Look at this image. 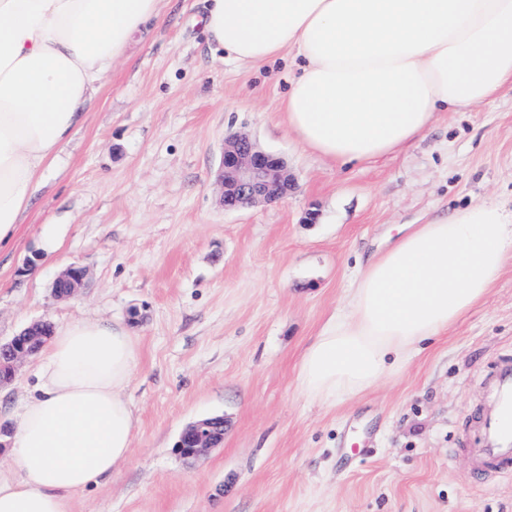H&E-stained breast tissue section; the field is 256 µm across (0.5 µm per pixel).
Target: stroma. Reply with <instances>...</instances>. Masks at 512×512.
Returning a JSON list of instances; mask_svg holds the SVG:
<instances>
[{
	"instance_id": "35a3bbf8",
	"label": "stroma",
	"mask_w": 512,
	"mask_h": 512,
	"mask_svg": "<svg viewBox=\"0 0 512 512\" xmlns=\"http://www.w3.org/2000/svg\"><path fill=\"white\" fill-rule=\"evenodd\" d=\"M204 13L205 0H166L133 35L0 252V340L41 319L102 318L139 342L124 391L132 452L74 512H512V477L480 473L469 456L512 363V257L479 306L374 388L326 408L295 385L357 260L433 212L512 208V86L438 113L399 152L343 166L286 127L291 57L224 60ZM232 132L285 159L296 181L286 201L224 210L217 171ZM46 224L60 227L50 259ZM72 264L88 286L55 300ZM37 365L0 386L1 424ZM211 415L226 421L220 447L181 457L182 430Z\"/></svg>"
}]
</instances>
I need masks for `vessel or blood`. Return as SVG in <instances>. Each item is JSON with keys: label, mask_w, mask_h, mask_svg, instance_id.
<instances>
[{"label": "vessel or blood", "mask_w": 512, "mask_h": 512, "mask_svg": "<svg viewBox=\"0 0 512 512\" xmlns=\"http://www.w3.org/2000/svg\"><path fill=\"white\" fill-rule=\"evenodd\" d=\"M500 397L493 417L488 421L484 442L471 449L475 466L499 474L512 473V368L500 378Z\"/></svg>", "instance_id": "obj_1"}]
</instances>
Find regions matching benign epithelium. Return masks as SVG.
<instances>
[{"label": "benign epithelium", "mask_w": 512, "mask_h": 512, "mask_svg": "<svg viewBox=\"0 0 512 512\" xmlns=\"http://www.w3.org/2000/svg\"><path fill=\"white\" fill-rule=\"evenodd\" d=\"M220 200L226 211H236L256 204L278 203L294 193L296 182L284 160L262 148L245 133L236 132L224 137L221 166L217 174ZM88 270L79 264L68 266L53 282V297L67 300L86 288ZM48 321L36 322L6 341H0V355L10 359V372L0 383L16 379L19 367L32 351L20 342L22 336H33L37 328ZM224 417L198 420L188 425L177 442L178 453L186 459H197L217 447L224 439Z\"/></svg>", "instance_id": "benign-epithelium-1"}]
</instances>
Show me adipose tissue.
<instances>
[{"instance_id": "obj_1", "label": "adipose tissue", "mask_w": 512, "mask_h": 512, "mask_svg": "<svg viewBox=\"0 0 512 512\" xmlns=\"http://www.w3.org/2000/svg\"><path fill=\"white\" fill-rule=\"evenodd\" d=\"M164 0H0V249L142 24ZM205 29L241 66L299 60L289 131L342 163L419 139L436 113L512 85V0H208ZM512 255V215L487 203L407 225L360 264L346 304L303 353L296 388L332 407L377 385L481 304ZM135 336L104 320L55 329L0 462V512H72L131 452L123 391Z\"/></svg>"}]
</instances>
